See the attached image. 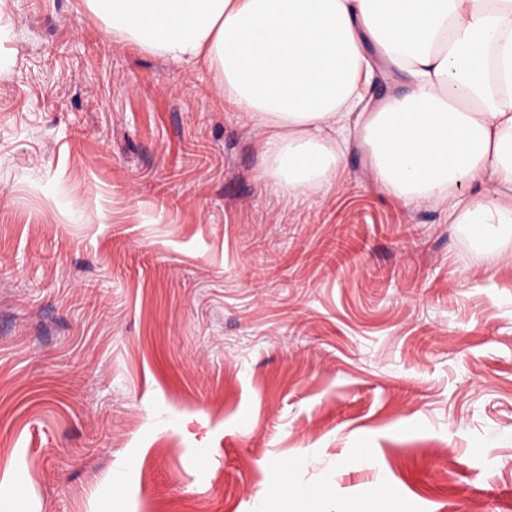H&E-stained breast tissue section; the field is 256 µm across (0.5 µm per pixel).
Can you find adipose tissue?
Instances as JSON below:
<instances>
[{
	"mask_svg": "<svg viewBox=\"0 0 512 512\" xmlns=\"http://www.w3.org/2000/svg\"><path fill=\"white\" fill-rule=\"evenodd\" d=\"M85 2L126 41L215 71L289 195L333 181L357 141L385 188L445 207L479 258H498L512 232V0ZM382 69L410 90L364 111Z\"/></svg>",
	"mask_w": 512,
	"mask_h": 512,
	"instance_id": "obj_1",
	"label": "adipose tissue"
}]
</instances>
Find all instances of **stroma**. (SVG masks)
I'll return each mask as SVG.
<instances>
[{"label": "stroma", "instance_id": "obj_1", "mask_svg": "<svg viewBox=\"0 0 512 512\" xmlns=\"http://www.w3.org/2000/svg\"><path fill=\"white\" fill-rule=\"evenodd\" d=\"M260 138L83 0H0V512H512V243L355 143L288 197Z\"/></svg>", "mask_w": 512, "mask_h": 512}]
</instances>
